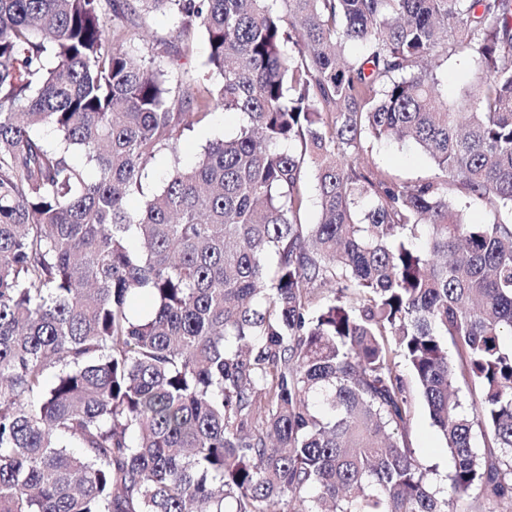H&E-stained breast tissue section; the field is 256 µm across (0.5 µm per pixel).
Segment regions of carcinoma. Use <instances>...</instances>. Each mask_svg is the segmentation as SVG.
Listing matches in <instances>:
<instances>
[{"label": "carcinoma", "mask_w": 512, "mask_h": 512, "mask_svg": "<svg viewBox=\"0 0 512 512\" xmlns=\"http://www.w3.org/2000/svg\"><path fill=\"white\" fill-rule=\"evenodd\" d=\"M158 9L203 82L125 48ZM0 512H512V0H0ZM194 52L191 56L183 59L180 65L173 68L172 76L175 81L184 84L193 83L206 70L205 62L208 54V44L205 35L201 32H195ZM470 68L468 63L452 59L444 64L437 73L440 92L448 100V105L454 104L463 93L466 84L462 76ZM242 115L237 112H224L223 109L213 111L207 120L195 126L183 142L180 152V165H193L197 155L209 141L234 137L242 124ZM360 161L408 182L424 180L433 174L429 158L411 142L372 141ZM172 157L169 153L159 154L147 167L144 182L149 188L160 187L171 171ZM414 399V418L408 430L407 440L418 459L437 469V487H443L446 476L454 468V461L448 454L436 428L432 425L425 402L414 382L408 377Z\"/></svg>", "instance_id": "cac0c4a2"}]
</instances>
